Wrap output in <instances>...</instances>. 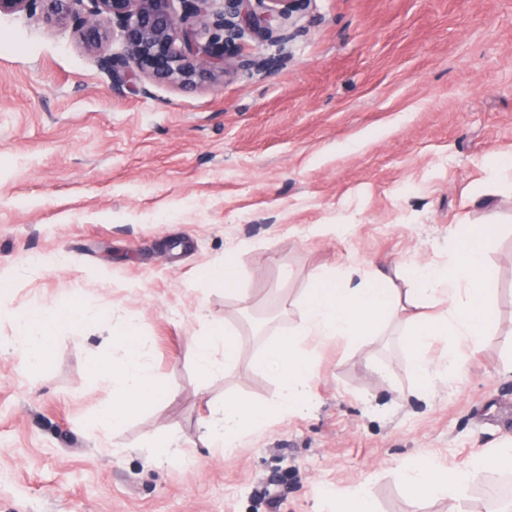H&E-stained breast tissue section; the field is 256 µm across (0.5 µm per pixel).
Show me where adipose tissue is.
<instances>
[{
  "instance_id": "1",
  "label": "adipose tissue",
  "mask_w": 512,
  "mask_h": 512,
  "mask_svg": "<svg viewBox=\"0 0 512 512\" xmlns=\"http://www.w3.org/2000/svg\"><path fill=\"white\" fill-rule=\"evenodd\" d=\"M496 232L495 224L482 225L467 235L462 249L448 263L414 265L410 269V286L404 293L390 287L389 276L378 269H338L318 274L319 289L308 292L300 301L302 331L281 337L255 359L257 367L273 369L280 380L278 410L292 413L307 402L315 366L301 349L305 340L355 338L363 335L369 323L403 322L414 370L423 380L455 375L461 364L457 353H449L447 360L433 364L424 351L437 336L468 342L485 334L486 323L494 315L491 296L496 282L487 256ZM100 316V310L85 305L66 309L35 306L16 315L11 354L19 369L29 370L47 361L58 321L68 319L80 324ZM138 331L136 319L128 318L116 355L91 367L93 377L111 381L114 388L111 402L90 419L93 430L117 428L145 407L170 396L135 341ZM238 359V337L228 327H214L196 345L195 364L201 374L233 367ZM268 419L267 406L225 399L214 409L207 425L206 445L212 450L232 452ZM404 478L412 500L430 496L459 499L468 489L470 472L447 471L434 459L420 457L405 466Z\"/></svg>"
}]
</instances>
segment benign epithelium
I'll use <instances>...</instances> for the list:
<instances>
[{"label":"benign epithelium","instance_id":"obj_1","mask_svg":"<svg viewBox=\"0 0 512 512\" xmlns=\"http://www.w3.org/2000/svg\"><path fill=\"white\" fill-rule=\"evenodd\" d=\"M0 0V13L23 12L48 22L70 20L85 43L102 40L100 22L118 32L121 55L99 56L100 69L119 94L147 93L142 78L191 86L224 72L226 62L240 71L274 69L281 58L244 52L245 34L288 42L307 0Z\"/></svg>","mask_w":512,"mask_h":512}]
</instances>
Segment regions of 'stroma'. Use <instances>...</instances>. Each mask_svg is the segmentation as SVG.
I'll return each mask as SVG.
<instances>
[{"label":"stroma","mask_w":512,"mask_h":512,"mask_svg":"<svg viewBox=\"0 0 512 512\" xmlns=\"http://www.w3.org/2000/svg\"><path fill=\"white\" fill-rule=\"evenodd\" d=\"M288 42L246 40L282 67L118 94L72 21L0 14V512H320V494L364 482L377 512H498L512 468L472 473L459 500L412 501L402 466L468 468L512 436V0H309ZM498 226L491 335L464 346L453 379L420 381L397 327L308 340L303 410L272 412L231 455L201 437L227 397L274 404L254 357L302 323L316 276L374 264L444 263L467 233ZM234 254L247 302L204 269ZM92 304L60 321L49 361L9 350L13 314ZM169 399L100 437L111 395L90 366L126 317ZM237 330L231 369L201 375L212 323ZM171 441L189 465L150 459Z\"/></svg>","instance_id":"obj_1"}]
</instances>
